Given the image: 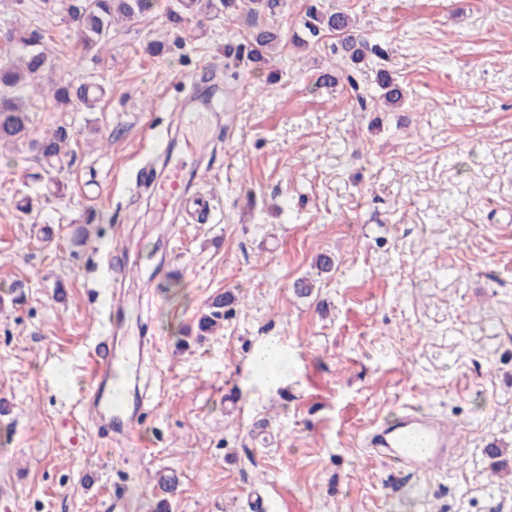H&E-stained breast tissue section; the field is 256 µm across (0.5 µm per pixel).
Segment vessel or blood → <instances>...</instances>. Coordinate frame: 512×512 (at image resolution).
<instances>
[{
    "mask_svg": "<svg viewBox=\"0 0 512 512\" xmlns=\"http://www.w3.org/2000/svg\"><path fill=\"white\" fill-rule=\"evenodd\" d=\"M180 188L181 170L175 166L155 188L158 206L167 208ZM115 365L112 340L101 337L87 365L94 402L102 407L104 418L116 440L133 444L138 439L143 404L134 400L113 407L111 385ZM368 443L387 463L417 473L440 472L446 468L448 456L455 450L457 436L435 418L406 413L392 422L377 424L368 437Z\"/></svg>",
    "mask_w": 512,
    "mask_h": 512,
    "instance_id": "1",
    "label": "vessel or blood"
}]
</instances>
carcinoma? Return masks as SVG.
<instances>
[{"mask_svg":"<svg viewBox=\"0 0 512 512\" xmlns=\"http://www.w3.org/2000/svg\"><path fill=\"white\" fill-rule=\"evenodd\" d=\"M52 9L68 18L77 47L83 55L98 60L99 52L112 41V27L121 23H134L148 15L154 8V0H45ZM283 6V0H175L167 13L171 28L180 31L183 25L197 20L246 11L250 18V30L242 41L226 47L225 57L239 62L246 58L260 61L283 41L281 28L275 16ZM304 36L294 39L303 45L317 44L325 35L336 38V62L334 72L323 77L342 82L354 97L356 108L365 112L368 108L398 106L406 93L400 83L383 70L377 80L381 94L374 96L360 89L358 70L354 65L365 60L364 48L368 40L356 30L349 14L324 8L320 0H312L305 20ZM5 50L0 54V144L26 145L36 159L48 166L62 162L67 156L63 146L69 139L66 127L59 126L52 132L36 135L31 121V103L28 90L39 92L56 105L79 102L90 112L105 97L103 85L90 80L78 84L64 75L42 83V74L54 70L51 50L41 32L27 26L13 27L3 35ZM236 302L229 294L214 298L206 311L198 318V336L212 333L224 325V307Z\"/></svg>","mask_w":512,"mask_h":512,"instance_id":"cac0c4a2","label":"carcinoma"}]
</instances>
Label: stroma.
<instances>
[{
  "label": "stroma",
  "instance_id": "stroma-1",
  "mask_svg": "<svg viewBox=\"0 0 512 512\" xmlns=\"http://www.w3.org/2000/svg\"><path fill=\"white\" fill-rule=\"evenodd\" d=\"M309 2L286 0L275 54L229 71L241 12L154 56L173 3L155 0L76 66L44 0H0V34L42 29L68 78L107 89L93 112L31 108L34 133L68 128L72 164L0 147V291H26L0 305V512H107L119 490L125 512H155L165 475L172 512H512V0H325L388 51L367 57L364 88L378 94L381 68L406 88L363 114L320 79L334 37L293 41ZM164 128L190 191L216 201L204 223L143 186ZM306 276L316 288L297 297ZM224 291L223 328L198 336ZM107 334L119 353L154 343L133 369L144 444L121 456L85 374ZM271 337L290 369L275 387L251 361ZM405 407L459 431L444 472L365 447Z\"/></svg>",
  "mask_w": 512,
  "mask_h": 512
}]
</instances>
